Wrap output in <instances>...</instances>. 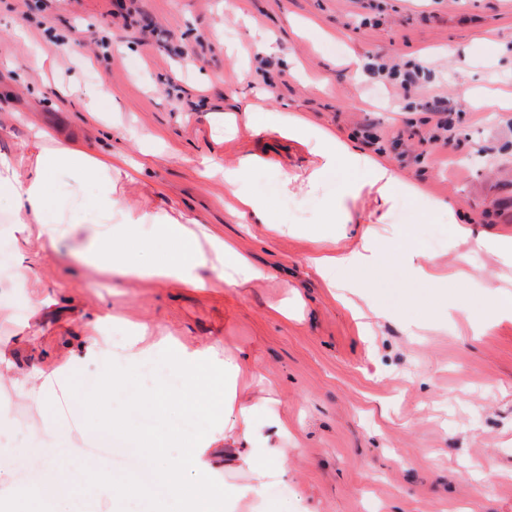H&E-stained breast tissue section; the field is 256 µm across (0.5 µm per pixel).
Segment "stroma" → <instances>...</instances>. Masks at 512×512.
Wrapping results in <instances>:
<instances>
[{
	"mask_svg": "<svg viewBox=\"0 0 512 512\" xmlns=\"http://www.w3.org/2000/svg\"><path fill=\"white\" fill-rule=\"evenodd\" d=\"M133 7L129 15L114 0H0V75L11 80L0 89L7 125L0 152H14L37 125L59 141L79 138L137 161L136 136L154 135L161 144L142 173L153 196L126 181L119 194L149 209H194L268 276L209 294L123 281L77 262L80 234L51 256H30L35 288L0 290V357L9 364L0 375L7 408L0 433L27 440L34 456L53 442L50 426L62 410L79 419L60 459L74 480L66 512H114L111 487L89 481L100 469L119 482L145 476L128 512L186 509L149 477L131 440L113 436L111 458L94 454L105 425L87 417L81 398L95 393L136 432H175L206 449L216 485L247 484L223 415L186 408L178 386L163 379L156 385L170 399L150 410L133 385L103 389L114 347L102 322L88 355L86 324L105 303L123 331L147 324L158 338L249 354L254 399H270L290 429L281 438L265 415L256 418L254 447L288 451L286 476L260 490L282 512H512V322L463 327L403 259L411 248L451 272L467 256L458 298L473 317L512 299V264L454 232L458 223L512 232V109L490 117L477 102L512 88V0H134ZM245 32L275 39L279 55L253 56ZM65 40L82 53H61ZM28 54L45 58V68H22ZM353 54L362 58L356 71L344 64ZM188 55L195 67L184 66ZM246 66L252 78L243 84ZM414 68L416 85L402 86L400 72ZM461 82L476 99L456 96ZM99 89L114 111H96L91 94ZM433 95L442 96L441 111L426 109ZM237 96L268 111L302 112L420 186L419 199L395 194L378 227L388 248L361 305L383 315L369 317L368 332L308 268L317 243L237 224L223 179L202 175L197 160L215 154L235 166L253 157L241 189L265 202L272 224L325 223L341 185L362 172L339 163L316 186L286 191L280 170L308 178L312 156L279 135L247 138L229 127L222 111ZM443 119L452 129L441 145L434 138ZM430 198L459 209L430 211ZM39 297L54 303L37 306ZM294 299L301 316H280L278 306ZM36 365L51 370L36 382L40 397L20 394L18 379Z\"/></svg>",
	"mask_w": 512,
	"mask_h": 512,
	"instance_id": "35a3bbf8",
	"label": "stroma"
}]
</instances>
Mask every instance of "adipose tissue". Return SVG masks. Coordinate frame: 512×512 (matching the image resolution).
Masks as SVG:
<instances>
[{
    "instance_id": "1",
    "label": "adipose tissue",
    "mask_w": 512,
    "mask_h": 512,
    "mask_svg": "<svg viewBox=\"0 0 512 512\" xmlns=\"http://www.w3.org/2000/svg\"><path fill=\"white\" fill-rule=\"evenodd\" d=\"M239 111L248 113L244 125L247 133L279 134L288 140L308 146L316 157L317 171H325L342 162L368 172L369 179L343 186L341 198L358 197L365 187H374L381 200L393 193L416 194V187L406 184L376 158L351 148L335 132L310 124L297 113H265L255 119L254 106L242 103ZM205 171H220L224 185L233 199L231 214L243 224H264L263 201L238 191L244 166H227L214 156L200 161ZM137 167L120 155L92 153L77 142L61 143L43 129H35L30 140L15 153H0V197L7 198L14 214V240L35 244L46 254L56 252L59 244L79 228H86L87 239L77 252V259L110 275L149 281H173L195 291H208L231 284L242 287L263 279L264 270L240 252L234 241L224 236L193 229L198 218L194 213L176 214L135 209L116 194L119 180H134ZM92 179L91 197L73 192L63 223L48 221L61 178ZM121 211V222H113L114 211ZM335 217L346 227H289L294 236H307L322 243L310 260L314 272L328 285L359 287L368 274L377 272L384 245L376 238L375 227L384 215L369 214L363 224H354L351 214L336 209ZM157 252V259L144 263L141 253ZM151 328L141 325L137 335L127 337L117 349L112 370L113 382L141 374L147 361L160 349V342L150 339ZM173 359L182 371V394L192 407L210 404L224 406V433L228 436L250 435L258 408L247 395L253 376L245 358L232 354L218 357L211 347L172 348ZM140 451L147 462H165V474L174 497L189 501L192 512H217L224 498L223 488L213 485L209 468L203 461V449L187 448L179 460L164 461L161 446L143 443ZM61 448L43 449L38 464L45 475L42 482L21 488L18 498L28 504L27 512H48V503L60 499L68 484L67 475L58 471L56 461ZM288 454L283 448H265L261 452L240 454L238 468L251 483L264 486L281 480L287 473Z\"/></svg>"
}]
</instances>
